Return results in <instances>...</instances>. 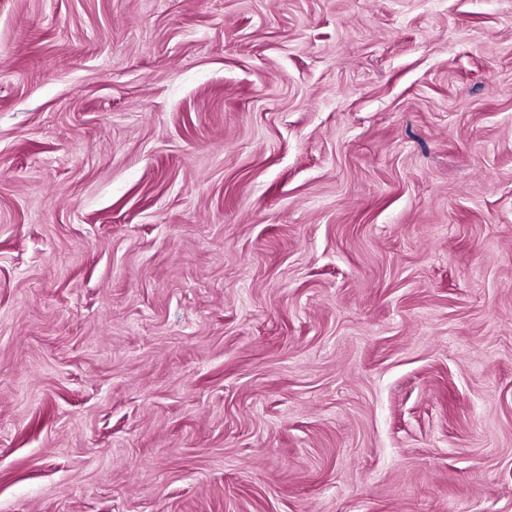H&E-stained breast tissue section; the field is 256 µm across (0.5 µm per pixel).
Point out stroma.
Instances as JSON below:
<instances>
[{
  "label": "stroma",
  "mask_w": 512,
  "mask_h": 512,
  "mask_svg": "<svg viewBox=\"0 0 512 512\" xmlns=\"http://www.w3.org/2000/svg\"><path fill=\"white\" fill-rule=\"evenodd\" d=\"M0 512H512V0H0Z\"/></svg>",
  "instance_id": "35a3bbf8"
}]
</instances>
